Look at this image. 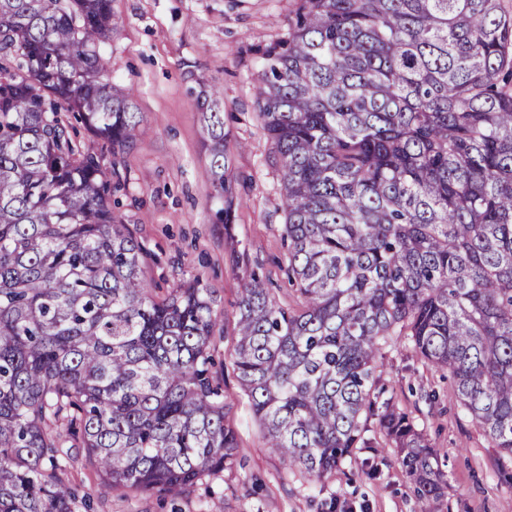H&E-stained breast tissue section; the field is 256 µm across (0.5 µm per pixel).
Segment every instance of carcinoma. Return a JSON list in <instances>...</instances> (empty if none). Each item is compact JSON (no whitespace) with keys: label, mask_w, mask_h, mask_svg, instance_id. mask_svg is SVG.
<instances>
[{"label":"carcinoma","mask_w":512,"mask_h":512,"mask_svg":"<svg viewBox=\"0 0 512 512\" xmlns=\"http://www.w3.org/2000/svg\"><path fill=\"white\" fill-rule=\"evenodd\" d=\"M114 29L112 0H0V512L89 508L64 478L76 439L104 487L174 498L236 460L209 291L153 295L146 249L112 210L142 125L102 73ZM265 56L259 115L301 303L243 285L236 377L287 469L373 476L357 451L380 433L428 505L448 489L440 453L375 393L391 337L447 371L512 455V13L298 0ZM198 106L227 223L219 91Z\"/></svg>","instance_id":"obj_1"}]
</instances>
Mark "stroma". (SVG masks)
Wrapping results in <instances>:
<instances>
[{
	"label": "stroma",
	"mask_w": 512,
	"mask_h": 512,
	"mask_svg": "<svg viewBox=\"0 0 512 512\" xmlns=\"http://www.w3.org/2000/svg\"><path fill=\"white\" fill-rule=\"evenodd\" d=\"M297 0H113L116 30L102 45L103 75L134 91L143 131L120 157L127 172L119 196L124 224L148 251L144 277L164 294L193 279L210 289L221 332L211 350L224 378L228 417L238 439V463L171 499L152 492L108 490L78 458L65 478L90 498L91 512H327L340 495L350 512H420L414 484L395 449L381 447V473L370 479L352 467L310 483L285 471L266 449L232 366L237 301L259 272L278 305L300 297L289 285L279 163L259 116L264 53L288 33ZM219 90L224 151L237 198L229 223L218 222L222 199L211 187L210 157L197 95ZM384 396L412 416L444 461L445 496L430 512H512V458L492 448L459 406L447 372L418 357L404 338L383 359ZM434 393L433 404L421 395Z\"/></svg>",
	"instance_id": "35a3bbf8"
}]
</instances>
